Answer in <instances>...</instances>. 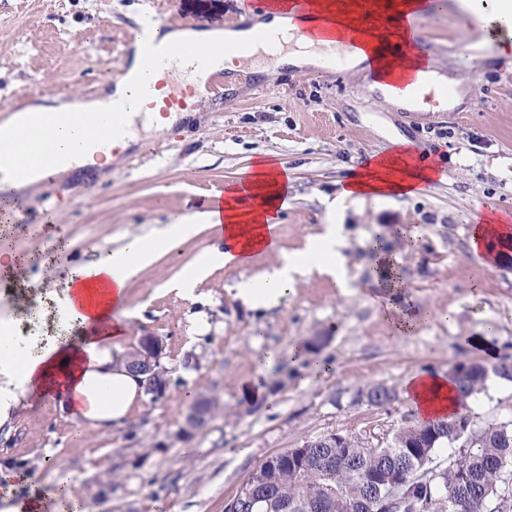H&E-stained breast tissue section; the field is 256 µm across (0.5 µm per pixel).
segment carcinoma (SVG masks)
<instances>
[{
	"label": "carcinoma",
	"instance_id": "cac0c4a2",
	"mask_svg": "<svg viewBox=\"0 0 512 512\" xmlns=\"http://www.w3.org/2000/svg\"><path fill=\"white\" fill-rule=\"evenodd\" d=\"M327 340H298L292 358L318 354ZM493 375L512 380V359L448 367L459 404L448 419L423 423L411 411L377 444L347 433L339 445L329 433L271 456L248 474L238 512H379L386 500L401 503L398 512H512V420L480 426L469 407ZM357 397L384 408L399 392L367 383ZM443 447L445 466L433 463Z\"/></svg>",
	"mask_w": 512,
	"mask_h": 512
}]
</instances>
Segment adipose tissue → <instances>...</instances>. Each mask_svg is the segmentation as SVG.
Listing matches in <instances>:
<instances>
[{"label":"adipose tissue","mask_w":512,"mask_h":512,"mask_svg":"<svg viewBox=\"0 0 512 512\" xmlns=\"http://www.w3.org/2000/svg\"><path fill=\"white\" fill-rule=\"evenodd\" d=\"M315 6L319 13L335 17L336 33L357 32L361 45L355 53L357 61H365L367 53L377 52V35L359 28L351 11L337 10L334 0H315ZM250 35L247 29H182L170 31L166 41L188 49L200 43L244 42ZM148 74L140 50H132L120 73L108 79L98 97L71 94L50 101L33 99L1 119L0 129L19 132L42 113H58L59 124L39 132L61 157L51 171L52 177L75 178L86 167L108 166L112 147L125 144L128 133H114L108 125L101 128L100 135L110 148L99 153L82 148V133L71 117L125 103L130 118H137L146 111L147 101L137 98L136 88ZM412 155L411 140L392 139L383 151L368 154L361 164L346 168L337 182L339 197L363 203L424 194L436 180L438 170L413 161ZM289 188L284 165L271 158L259 159L247 185L235 182L226 186L223 204L170 216L164 228L145 236H129L124 245L96 263L72 269L63 288L46 289L27 318L0 321V427L11 421L25 401L44 395L83 429L106 431L127 421L144 395L138 378L130 375L120 360L129 330L128 282L160 253L192 236L199 227L215 234L218 245L208 252V267L177 283L181 294H193L209 266L242 267L261 253L278 254L280 260L238 286L237 299L249 307L276 302L290 290L296 277L315 272L331 274L338 287H345L347 242L339 225H325L303 252L281 250L276 218L288 205ZM371 250L376 258V280L391 298L384 311L398 333L410 332L415 318L393 302L405 286L396 266L398 258L381 251L376 243ZM402 393L424 421L458 410L454 388L443 372L415 371L405 380ZM29 481L28 474L0 465V512H81L82 501L72 489L48 500L30 489Z\"/></svg>","instance_id":"ef3b65f1"}]
</instances>
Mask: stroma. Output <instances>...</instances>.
Returning <instances> with one entry per match:
<instances>
[{
    "label": "stroma",
    "mask_w": 512,
    "mask_h": 512,
    "mask_svg": "<svg viewBox=\"0 0 512 512\" xmlns=\"http://www.w3.org/2000/svg\"><path fill=\"white\" fill-rule=\"evenodd\" d=\"M138 0H0V105L18 93L53 98L96 95L123 63ZM421 35L436 71L465 79L468 95L452 110L407 113L376 103L359 70L276 66L224 74V89L195 104V114L163 134L138 131L104 175L78 184L54 180L23 195L1 242L21 255H48L19 288L30 294L62 282L127 236L143 234L168 215L195 210L202 195L237 180L260 153L270 152L294 179L277 234L290 253L321 232L327 212L342 224L347 286L316 273L298 278L278 304L251 309L235 285L276 264L256 255L246 268H214L194 298L172 285L203 265L210 231L181 242L129 284L130 330L125 350L143 334L160 338L170 387L143 398L127 424L72 438L73 424L54 402L32 400L0 430V457L33 476L39 492L67 481L85 512H224L247 475L272 455L316 436L394 427L407 400L383 411L355 402L358 386L402 387L415 370L447 371L483 358L471 337H490L498 356L512 357V257L494 268L472 258L476 209L512 213V58L464 53L467 43L448 11L428 12ZM406 137L444 167L447 178L420 198L355 203L337 198L339 167ZM413 233L403 250L395 229ZM380 239L397 253L408 287L403 306L421 322L397 335L378 312L381 295L368 249ZM210 330L200 335L193 317ZM321 334L317 363L259 364L266 350L283 357L297 338ZM260 375L264 395L241 382ZM194 396L219 401L216 417L193 436L182 433ZM478 423L512 418V381L495 378L471 404Z\"/></svg>",
    "instance_id": "stroma-1"
}]
</instances>
